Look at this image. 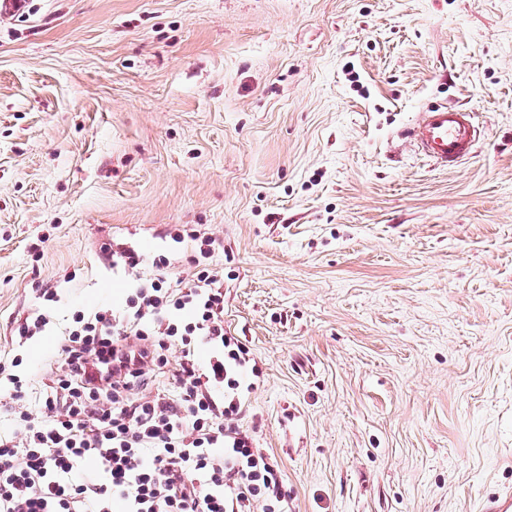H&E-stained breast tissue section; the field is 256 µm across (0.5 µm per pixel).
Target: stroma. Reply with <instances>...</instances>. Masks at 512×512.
Returning a JSON list of instances; mask_svg holds the SVG:
<instances>
[{
  "label": "stroma",
  "instance_id": "obj_1",
  "mask_svg": "<svg viewBox=\"0 0 512 512\" xmlns=\"http://www.w3.org/2000/svg\"><path fill=\"white\" fill-rule=\"evenodd\" d=\"M434 104L484 124L454 170L406 136ZM189 228L288 512L512 488V0H0V357L47 382L131 286L101 244L178 275ZM48 323L49 320L46 315L37 310L31 316H27L17 326L12 336H16L15 342L20 346V344H24L28 339L43 332Z\"/></svg>",
  "mask_w": 512,
  "mask_h": 512
}]
</instances>
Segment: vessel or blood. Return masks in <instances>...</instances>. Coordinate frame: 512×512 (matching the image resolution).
<instances>
[{"label": "vessel or blood", "mask_w": 512, "mask_h": 512, "mask_svg": "<svg viewBox=\"0 0 512 512\" xmlns=\"http://www.w3.org/2000/svg\"><path fill=\"white\" fill-rule=\"evenodd\" d=\"M408 134L420 156L448 170L458 167L473 154L480 127L475 112L437 105L420 112Z\"/></svg>", "instance_id": "b4317fda"}]
</instances>
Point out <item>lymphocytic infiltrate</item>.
Wrapping results in <instances>:
<instances>
[{"instance_id": "lymphocytic-infiltrate-1", "label": "lymphocytic infiltrate", "mask_w": 512, "mask_h": 512, "mask_svg": "<svg viewBox=\"0 0 512 512\" xmlns=\"http://www.w3.org/2000/svg\"><path fill=\"white\" fill-rule=\"evenodd\" d=\"M175 240L191 244L185 279L166 255L102 245L135 287L118 308L73 314L39 406L21 359L0 363L17 425L0 435V512H286L279 468L238 425L251 358L224 328L215 241Z\"/></svg>"}]
</instances>
